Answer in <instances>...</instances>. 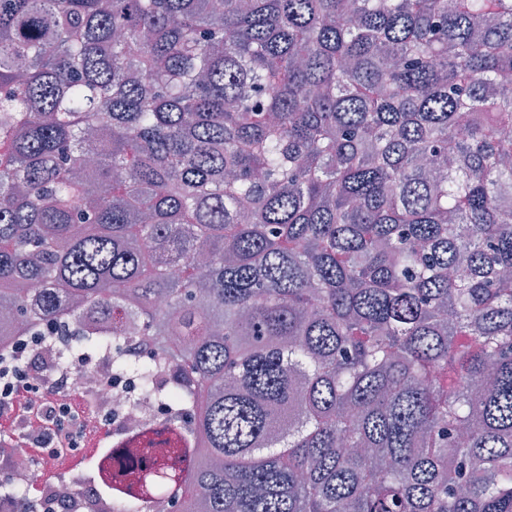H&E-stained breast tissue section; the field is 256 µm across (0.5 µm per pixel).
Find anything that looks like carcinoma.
Returning a JSON list of instances; mask_svg holds the SVG:
<instances>
[{
	"instance_id": "obj_1",
	"label": "carcinoma",
	"mask_w": 512,
	"mask_h": 512,
	"mask_svg": "<svg viewBox=\"0 0 512 512\" xmlns=\"http://www.w3.org/2000/svg\"><path fill=\"white\" fill-rule=\"evenodd\" d=\"M0 306L167 412L112 512H512V0H0Z\"/></svg>"
}]
</instances>
